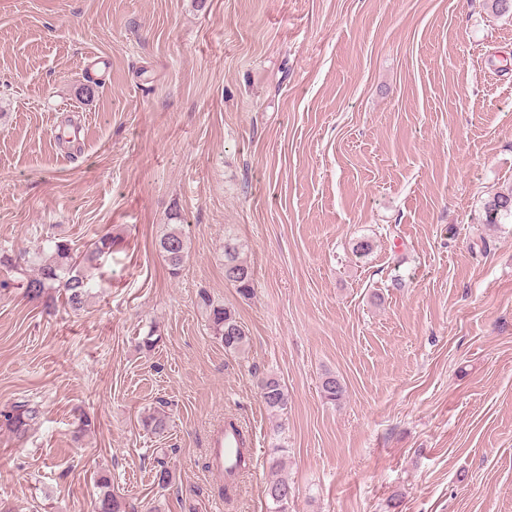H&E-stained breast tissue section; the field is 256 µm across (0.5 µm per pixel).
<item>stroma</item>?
Returning <instances> with one entry per match:
<instances>
[{"label":"stroma","instance_id":"35a3bbf8","mask_svg":"<svg viewBox=\"0 0 512 512\" xmlns=\"http://www.w3.org/2000/svg\"><path fill=\"white\" fill-rule=\"evenodd\" d=\"M511 186L512 15L488 0H0V248L112 236L80 313L0 287V411L40 410L0 428V512H92L103 475L136 512H213L228 417L255 456L229 512H269L276 475L290 512H512V224L482 222ZM166 226L158 239V250L167 263L171 274L178 276L189 253L188 241L180 228L181 224ZM224 281L243 297L251 295L253 278L250 266L240 256V245L229 230L224 234ZM202 303L209 309L210 329L216 339L224 344L228 353H240L249 342L244 326L238 321L229 306L214 303L208 296H201ZM260 396L266 408L273 413L281 412L288 406V395L279 379L269 375L260 381ZM38 415L37 406H32L29 401L15 402L8 411L0 413V426L1 428L5 427V430L18 440H22L28 434ZM265 494L270 504L269 512H288L294 490L288 480L275 478L267 483Z\"/></svg>","mask_w":512,"mask_h":512}]
</instances>
